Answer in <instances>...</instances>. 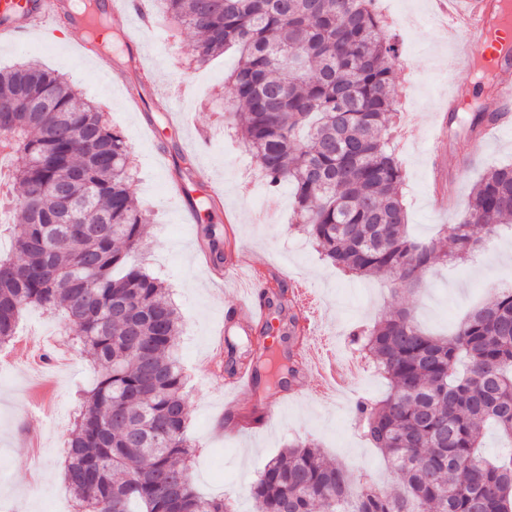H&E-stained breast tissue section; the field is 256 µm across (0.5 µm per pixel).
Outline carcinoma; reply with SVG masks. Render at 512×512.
<instances>
[{
    "label": "carcinoma",
    "mask_w": 512,
    "mask_h": 512,
    "mask_svg": "<svg viewBox=\"0 0 512 512\" xmlns=\"http://www.w3.org/2000/svg\"><path fill=\"white\" fill-rule=\"evenodd\" d=\"M193 30V61L230 49L228 78L240 143L271 188L295 191L294 226L324 259L356 277L388 273L413 287L442 257L463 259L512 223V165L491 168L456 223L419 239L407 230L402 165L389 144L398 105V49L372 0H154ZM492 118L461 119L468 135ZM0 147L17 165L0 175V347L24 311L62 315L74 352L97 369L83 391L63 481L74 512H235L195 489L187 434V377L177 355L181 316L168 288L132 259L152 224L130 191L131 148L101 107L33 62L0 68ZM212 260L223 232L203 229ZM269 306L293 305L282 283ZM352 345L388 384L361 399L362 436L398 475L379 488L288 444L249 488L253 512H512V452L486 459V425L512 440V288L475 308L448 336H432L400 304L351 332ZM252 394L283 387L274 347L251 362Z\"/></svg>",
    "instance_id": "1"
}]
</instances>
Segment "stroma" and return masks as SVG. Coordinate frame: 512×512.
Masks as SVG:
<instances>
[{"label": "stroma", "instance_id": "stroma-1", "mask_svg": "<svg viewBox=\"0 0 512 512\" xmlns=\"http://www.w3.org/2000/svg\"><path fill=\"white\" fill-rule=\"evenodd\" d=\"M430 0H397L388 33L398 46V90L413 103L400 107L392 142L405 176L403 194L410 233L434 237L440 225L455 223L473 184L493 165L512 163V129L493 136L475 151L468 175L459 179L455 167L463 146L444 143L434 154L433 137L447 119L446 101L462 105L485 101L487 92L477 74L448 76L453 55L447 40L436 33ZM195 37L191 31L162 23L147 37L145 50L156 66L155 81L146 87V111H130L121 90L93 68L90 56L75 41H48L38 33L21 45H0V68L36 60L58 71L88 100L106 112L112 126L126 138L136 173L134 199L151 207L156 222L136 253L139 263L164 281L183 320L178 355L189 375L186 387L188 434L197 446L190 475L199 493L231 500L237 512H250L249 486L266 463L296 440L317 442L324 453L342 461L357 476L381 484L395 480L377 448L362 437L354 407L362 398L379 399L387 382L369 373L339 393L304 392L288 397L283 417L266 426L229 431L219 426L225 408L224 375L205 368L213 352L224 308L236 305L240 284H217L203 257L201 227H224L225 252L243 253L249 265L267 278L301 289L308 310L320 324L319 342L338 350L351 331L373 323L398 303L407 304L418 325L438 335L457 327L466 312L491 299L500 281L512 279V233L485 238L481 249L464 261L436 263L417 288L397 290L392 277L358 279L322 259L313 244L291 225L293 189L269 190L253 155L242 151L224 104L225 79L238 56L228 52L207 66L191 62ZM185 86L182 126L171 124L168 95ZM191 155L192 175L213 182L224 192L212 206H198L199 221L183 223L177 202L168 195L179 182L175 162ZM96 372L80 357L59 372L55 399L57 421L44 422L28 397L30 373L13 365L0 368V512H70V498L61 474L63 449L69 440L79 389L89 387ZM40 431L44 448L33 462L21 437L25 428Z\"/></svg>", "mask_w": 512, "mask_h": 512}]
</instances>
